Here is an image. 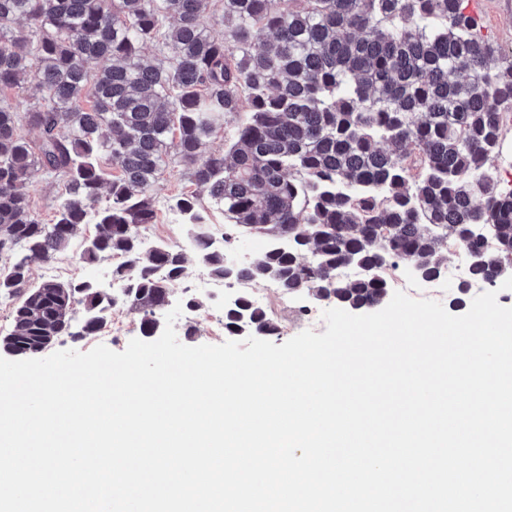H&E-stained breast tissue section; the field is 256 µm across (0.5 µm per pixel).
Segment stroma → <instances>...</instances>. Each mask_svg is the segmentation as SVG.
<instances>
[{"label": "stroma", "mask_w": 512, "mask_h": 512, "mask_svg": "<svg viewBox=\"0 0 512 512\" xmlns=\"http://www.w3.org/2000/svg\"><path fill=\"white\" fill-rule=\"evenodd\" d=\"M485 26L494 40L500 45L503 54L512 55V0H485L482 13ZM153 195L158 202V210L154 223L142 227L141 233L152 241H163L168 244L185 246L188 227L181 217L168 209V199L188 193L196 195L201 203H208L206 191L187 180L179 169L166 167L155 184ZM95 228L86 224L80 229L70 249L55 260L46 262L39 259L30 263L32 282L55 279L61 282L98 280L108 281L119 259L111 255H102L92 263H83L78 259L87 239L93 236ZM396 275L399 280L410 283L413 287L412 297L425 298L440 302L453 315H461L468 311L478 288H470L466 294H459L457 283L448 277H441L435 283H427L413 278L407 265H399ZM210 278L201 267L196 257H189L187 271L180 282L174 283L175 293L190 291L191 295L204 300V307L197 310H183L176 320L174 328L178 340L187 346L215 344L216 339L210 333L209 319L211 315L223 312L224 291L209 285ZM194 326L193 335H186L187 326ZM140 320L137 314L127 306L119 304L112 308L106 325L96 334L83 338L64 337L59 339L55 347L59 350H76L87 352L97 345H105L109 349L124 351L131 339L141 337Z\"/></svg>", "instance_id": "stroma-1"}]
</instances>
